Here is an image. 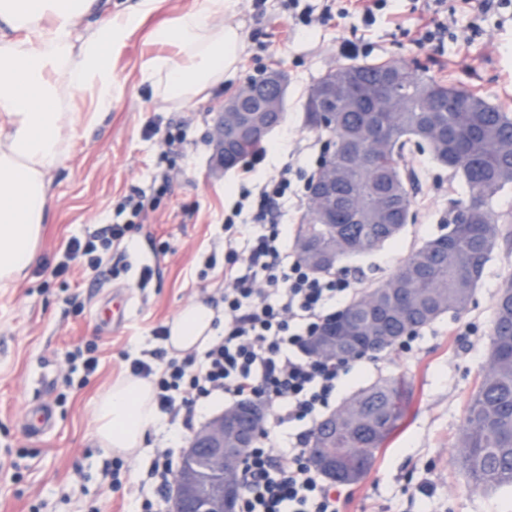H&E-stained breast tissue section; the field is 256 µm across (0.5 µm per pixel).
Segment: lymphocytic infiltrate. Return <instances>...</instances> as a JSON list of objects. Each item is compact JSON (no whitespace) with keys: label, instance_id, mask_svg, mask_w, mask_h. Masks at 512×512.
<instances>
[{"label":"lymphocytic infiltrate","instance_id":"1","mask_svg":"<svg viewBox=\"0 0 512 512\" xmlns=\"http://www.w3.org/2000/svg\"><path fill=\"white\" fill-rule=\"evenodd\" d=\"M292 172V165H285L260 190L252 224L267 225V232H254L252 224L237 223L231 215L224 219L223 334L199 354L180 357L161 346L130 364L131 375L152 383L158 411L187 430L219 396L269 406L261 442L247 454L240 512H339V491L309 467L305 449H289L282 457L268 447L279 428L318 419L348 372L347 364L320 361L306 351L308 338L343 303L352 283L342 275H315L289 253L278 206L291 188ZM145 198V191H133L120 207L124 223L72 238L70 259L98 267L102 252L141 222ZM177 470L170 450L155 453L149 485L133 491L139 512H167Z\"/></svg>","mask_w":512,"mask_h":512}]
</instances>
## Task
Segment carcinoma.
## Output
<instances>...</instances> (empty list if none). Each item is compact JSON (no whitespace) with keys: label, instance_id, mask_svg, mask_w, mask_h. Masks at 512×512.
I'll use <instances>...</instances> for the list:
<instances>
[{"label":"carcinoma","instance_id":"1","mask_svg":"<svg viewBox=\"0 0 512 512\" xmlns=\"http://www.w3.org/2000/svg\"><path fill=\"white\" fill-rule=\"evenodd\" d=\"M346 71L371 83L390 72L399 79L384 111L376 104L348 103L333 116L306 112L308 124L329 135L333 149L317 182L336 183V198L357 200L355 224L302 225L297 247L302 261L325 267L394 241L407 224L413 176L402 165L404 148L413 143L452 169L467 187V199L451 200L454 217L448 233L415 249L376 289L357 296L342 310L352 334L392 335L401 322L423 328L441 315L467 310L491 253L512 240V222L494 208L512 187V115L484 99L447 86L406 64H350L328 71L318 83L332 84ZM447 102L444 112H426L428 96ZM264 141L234 142L240 163ZM489 368L468 404L456 462L475 491L512 485V277L501 285L494 307ZM410 389L402 378L382 379L346 399V415L336 421V435L320 432L319 448H343L360 458L362 479L376 452L401 421Z\"/></svg>","mask_w":512,"mask_h":512}]
</instances>
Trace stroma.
<instances>
[{
    "mask_svg": "<svg viewBox=\"0 0 512 512\" xmlns=\"http://www.w3.org/2000/svg\"><path fill=\"white\" fill-rule=\"evenodd\" d=\"M193 0H162L112 57V75L122 93L95 124L73 140L65 163L49 176L51 210L43 226L37 258L26 278L0 286V512H132L125 489L110 488L103 473L113 459L98 447L94 406L98 395L126 375L128 363L157 347L156 328L167 326L187 305L213 299L224 286V215L243 190H256L302 147L300 165L326 154V135L306 121L311 86L326 72L348 64L342 46L358 44L363 63L400 62L437 81L485 99L512 113V9L475 18L445 0L444 22L464 28L477 23L472 41L445 40L424 47L411 40L432 17L427 0H388L373 23L361 13L336 14V0H300L310 23L290 12L288 0H235L233 22L241 25L246 48L235 78L175 106L154 95L140 66L149 56L174 55L156 44L152 31L189 9ZM278 69L288 75L285 119L271 131L267 155L249 177L240 168L216 171L211 133L224 101L256 72ZM181 124L184 154L170 170L168 193L152 202L139 228L104 254L99 269L67 262L71 238L84 237L116 222L121 199L150 190L163 168L159 136L148 125ZM403 163L413 172L412 217L398 240L344 261L340 270L353 292L373 288L393 274L416 248L448 230L449 201L467 194L462 179L431 155L409 147ZM153 264L144 267L143 252ZM512 276V242L499 243L487 262L469 308L447 313L417 333L412 351L394 347L355 360L332 397L337 410L354 391L381 378H405L411 399L398 427L378 450L366 476L340 485L341 512H504L512 486L473 491L454 465L456 441L472 394L487 368L494 305L503 281ZM127 303L124 320L107 309ZM93 344L100 365L83 387L66 386L67 351ZM49 404L54 427L40 440L24 434V418ZM188 436L159 424L139 452L125 459L121 477L145 478L156 449L183 455ZM20 469H13V461ZM428 486L422 496L419 486Z\"/></svg>",
    "mask_w": 512,
    "mask_h": 512,
    "instance_id": "35a3bbf8",
    "label": "stroma"
}]
</instances>
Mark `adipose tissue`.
I'll return each instance as SVG.
<instances>
[{"instance_id": "ef3b65f1", "label": "adipose tissue", "mask_w": 512, "mask_h": 512, "mask_svg": "<svg viewBox=\"0 0 512 512\" xmlns=\"http://www.w3.org/2000/svg\"><path fill=\"white\" fill-rule=\"evenodd\" d=\"M231 0H194L155 42L176 56L149 59L143 78L156 96L181 104L233 78L245 49L240 27L215 26ZM159 0H138L82 36L77 21L96 11L97 0H0V284L23 280L33 264L50 210L48 174L68 156L67 140L109 111L121 87L112 77L110 49L121 46ZM90 96L94 109L72 122L60 111L63 96ZM220 314L197 302L169 325L166 346L179 355L214 340ZM97 444L134 456L159 415L149 380L121 377L103 391L95 409Z\"/></svg>"}]
</instances>
